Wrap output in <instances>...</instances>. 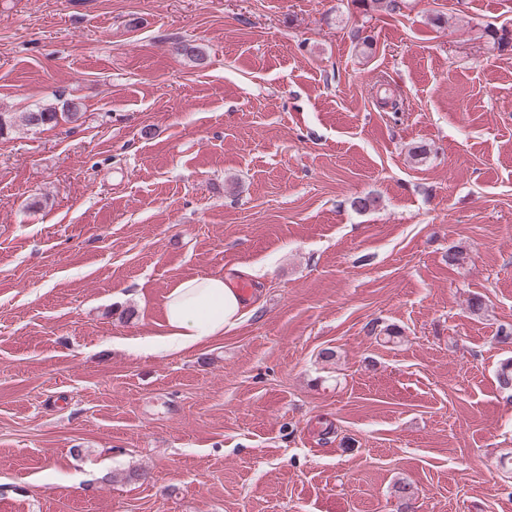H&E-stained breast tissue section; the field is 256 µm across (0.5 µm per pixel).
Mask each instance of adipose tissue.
<instances>
[{
	"label": "adipose tissue",
	"instance_id": "1",
	"mask_svg": "<svg viewBox=\"0 0 512 512\" xmlns=\"http://www.w3.org/2000/svg\"><path fill=\"white\" fill-rule=\"evenodd\" d=\"M245 300L221 276L197 275L178 283L167 295L164 332L158 344L176 352L197 347L236 328L244 317Z\"/></svg>",
	"mask_w": 512,
	"mask_h": 512
}]
</instances>
